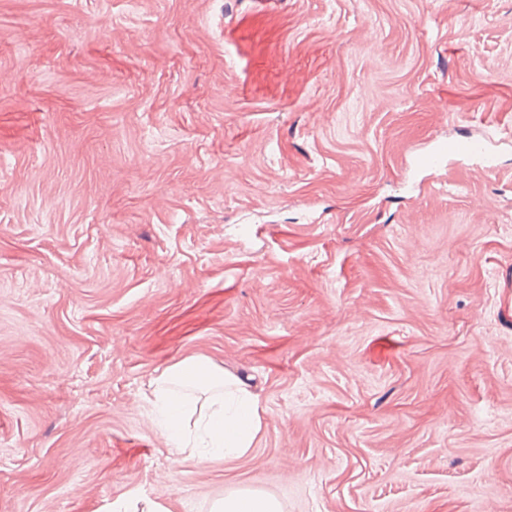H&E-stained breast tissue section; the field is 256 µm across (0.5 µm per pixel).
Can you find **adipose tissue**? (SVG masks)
I'll list each match as a JSON object with an SVG mask.
<instances>
[{"instance_id": "obj_1", "label": "adipose tissue", "mask_w": 512, "mask_h": 512, "mask_svg": "<svg viewBox=\"0 0 512 512\" xmlns=\"http://www.w3.org/2000/svg\"><path fill=\"white\" fill-rule=\"evenodd\" d=\"M151 417L170 447L201 460L247 454L261 428L256 395L211 362L186 358L157 379ZM212 512H283L275 496L252 489L228 493Z\"/></svg>"}]
</instances>
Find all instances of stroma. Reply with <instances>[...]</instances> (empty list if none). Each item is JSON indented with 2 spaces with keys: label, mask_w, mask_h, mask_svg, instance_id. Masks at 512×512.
<instances>
[{
  "label": "stroma",
  "mask_w": 512,
  "mask_h": 512,
  "mask_svg": "<svg viewBox=\"0 0 512 512\" xmlns=\"http://www.w3.org/2000/svg\"><path fill=\"white\" fill-rule=\"evenodd\" d=\"M189 357L245 456L154 427ZM240 489L512 512V0H0V512ZM499 141L491 138L476 140L462 136L448 142L436 143L432 150L419 160L423 167H438L448 162L492 171L495 168V151ZM172 386L201 390V397L181 394ZM151 417L171 448L199 460H233L247 454L261 428L262 408L256 395L234 375L209 361L186 358L157 379ZM198 413L193 428L186 419Z\"/></svg>",
  "instance_id": "stroma-1"
}]
</instances>
